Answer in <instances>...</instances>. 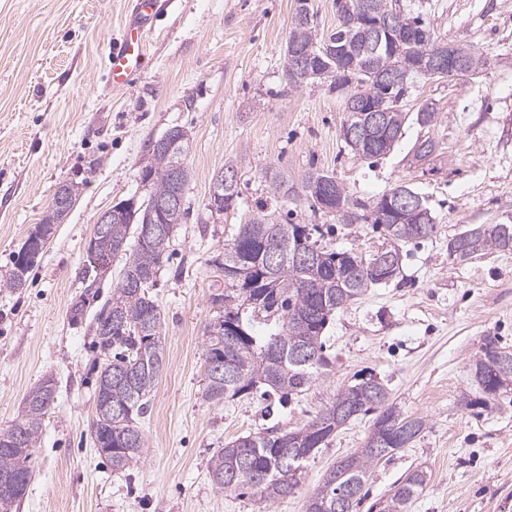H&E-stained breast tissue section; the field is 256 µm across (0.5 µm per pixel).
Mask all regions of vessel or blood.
Returning <instances> with one entry per match:
<instances>
[{
	"label": "vessel or blood",
	"mask_w": 512,
	"mask_h": 512,
	"mask_svg": "<svg viewBox=\"0 0 512 512\" xmlns=\"http://www.w3.org/2000/svg\"><path fill=\"white\" fill-rule=\"evenodd\" d=\"M159 8V0H130V35L114 45L109 55L113 86H123L132 73L142 70L147 55L144 29L150 16Z\"/></svg>",
	"instance_id": "obj_1"
}]
</instances>
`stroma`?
Wrapping results in <instances>:
<instances>
[{"label":"stroma","instance_id":"1","mask_svg":"<svg viewBox=\"0 0 512 512\" xmlns=\"http://www.w3.org/2000/svg\"><path fill=\"white\" fill-rule=\"evenodd\" d=\"M443 41L484 65L461 79H421L403 99L436 123L409 120L394 150L355 156L329 81L284 90V49L297 0H168L152 17L148 63L125 86L108 75L110 47L127 35L129 0H0V279L49 210L59 183L80 182L64 224L27 275L0 288V429L21 416L27 391L51 377L57 399L31 460L16 512H304L309 494L341 458L364 447L372 415L341 427L311 457L292 496L268 504L217 489L208 461L234 438L301 427L337 392L365 376L382 382L403 414L427 427L411 447L374 467L357 512H371L409 470L431 479L409 512H512V391L478 405L470 369L484 337L512 348V251L467 263L448 240L472 224L512 220V0H402ZM189 136L190 216L177 226L150 294L158 304L163 371L138 425L147 450L118 472L90 435L99 376L91 316L111 298L122 259L94 295L83 281L95 219L139 190L142 145L169 128ZM437 162L415 164L418 139ZM239 166L234 210L211 222L213 175ZM294 185L327 173L365 203L405 185L424 197L435 237L403 244L399 276L369 288L324 332L336 364L288 406L253 394L217 405L204 396L206 328L214 311L212 262L257 212L319 224L337 249L371 251L380 227L314 214L304 195L274 197L265 178ZM86 298L88 317L69 310ZM473 399V406L462 403Z\"/></svg>","mask_w":512,"mask_h":512}]
</instances>
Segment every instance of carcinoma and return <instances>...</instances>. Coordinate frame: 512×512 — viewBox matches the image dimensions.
I'll list each match as a JSON object with an SVG mask.
<instances>
[{"label": "carcinoma", "mask_w": 512, "mask_h": 512, "mask_svg": "<svg viewBox=\"0 0 512 512\" xmlns=\"http://www.w3.org/2000/svg\"><path fill=\"white\" fill-rule=\"evenodd\" d=\"M394 7L393 0H336L340 22L330 36L345 34L346 40L360 49L371 40L363 26L367 12L382 16ZM425 25L418 16L405 15V24L393 31L390 54L373 56L357 53L354 62L327 59L320 62L314 54L325 37L317 26L294 13L285 52L295 51L311 57L308 73L294 79L283 74L286 87L294 89L311 79H341L346 92L361 94L368 86L373 94L363 101V110H387L376 90L378 75L399 70L410 80L415 57L436 53L443 40L429 32L424 43L409 38L413 29ZM409 120L404 111L389 113L394 141L403 135ZM188 143L178 144L171 153L155 149L152 140L144 144L146 163L141 168L143 197L134 209L123 210L116 223L108 225L107 234L97 238L96 255L86 256L83 274L96 276L95 263L101 259L124 258L120 281L95 315L93 332L101 359L98 395L90 432L104 448L103 456L114 471L128 469L146 451L144 434L137 425L147 411L148 396L161 373L165 354L161 340L162 318L159 306L149 296L154 281L139 288L130 287L137 277L156 275L176 226L185 223L189 209L169 217L166 224H156L153 233H145L147 200L164 198L176 189L172 163L185 160ZM273 194L286 199L296 193L288 184V175L278 172L269 178ZM63 212L50 207L34 231L24 241L19 253L29 256L25 263L14 261L1 288L12 291L25 286L26 275L64 222ZM373 223L382 227L396 247L414 240L430 239L437 232L435 218L425 223L410 212L390 219L373 214ZM473 236L462 237L457 251H448L449 259L470 260L488 252L512 251V224H478L469 228ZM322 234L317 224H297L262 218L257 213L239 225L231 243L224 247V258L214 265L224 277V288L210 294L215 310L218 336H207L205 353V396L215 404L263 390L287 402L313 382L332 372L335 358L328 353L323 332L332 316L364 295L368 288L385 284L400 273V267L376 278L370 269L374 253L356 250L336 251L318 244ZM136 239L130 245V238ZM308 248L317 250L310 263L296 261L294 253ZM512 363V350L499 345L493 336L483 338L471 373L482 401L497 400L509 386L499 377V362ZM54 379L47 378L31 388L24 397L22 419L0 430V477L22 474L30 482V458L40 441L46 416L55 400L48 397L56 390ZM372 412L373 428L364 447L342 458L333 466L305 502V512H355L361 492L373 468L406 448L425 429L421 418L402 416L389 404L388 391L371 378H361L344 387L335 400L319 410L306 424L292 430L275 426L263 432L239 436L224 445L209 462L213 485L226 492H248L266 503H274L295 493L309 455L326 447L338 429L352 418ZM430 481V474L418 467L394 485L380 504L379 512H408L411 501ZM28 486L0 489V512H13Z\"/></svg>", "instance_id": "cac0c4a2"}]
</instances>
